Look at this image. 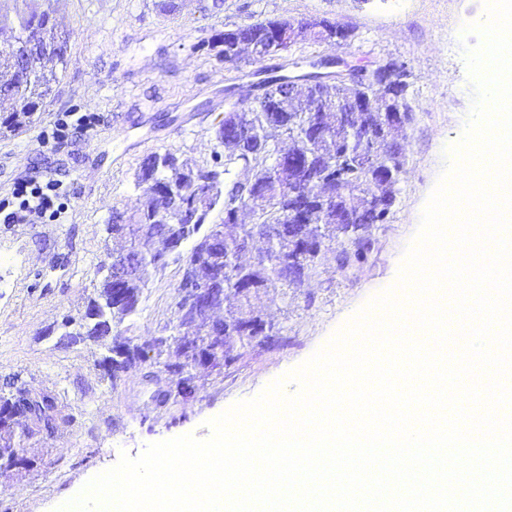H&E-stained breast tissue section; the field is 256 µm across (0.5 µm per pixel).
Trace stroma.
<instances>
[{
    "instance_id": "35a3bbf8",
    "label": "stroma",
    "mask_w": 512,
    "mask_h": 512,
    "mask_svg": "<svg viewBox=\"0 0 512 512\" xmlns=\"http://www.w3.org/2000/svg\"><path fill=\"white\" fill-rule=\"evenodd\" d=\"M51 21L65 33V64L37 122L0 136V198L21 179L53 176L76 197L57 224H0V380L58 396L73 417L51 437L21 441L30 461L0 469V512H55L83 482L114 467L121 454L190 434L205 440L209 420L251 399L307 361L360 308L395 287L427 200L457 144L472 107L466 50L482 38L471 27L484 0H184L161 13L155 0H50ZM326 19L353 30L330 47L306 38L288 54L263 62L272 74L307 70L311 60L340 56L365 67L401 58L411 68L407 98L415 120L402 134L405 171L386 223L372 228L365 261L339 268L344 239L331 246L318 276L287 294H269L263 310L282 327L278 342L242 349L218 373L202 369L195 395L160 407L142 370L111 379L102 343L63 338L64 315H80L95 294L96 268L120 249L107 224L146 199L134 187L142 160L165 150L198 166L211 162L215 130L243 70L209 52L217 34L266 19ZM95 112L98 126L54 144L45 138L64 112ZM181 265L150 271L134 315L118 330L143 343L170 334Z\"/></svg>"
}]
</instances>
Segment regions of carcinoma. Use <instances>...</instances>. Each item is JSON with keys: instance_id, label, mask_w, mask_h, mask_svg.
<instances>
[{"instance_id": "1", "label": "carcinoma", "mask_w": 512, "mask_h": 512, "mask_svg": "<svg viewBox=\"0 0 512 512\" xmlns=\"http://www.w3.org/2000/svg\"><path fill=\"white\" fill-rule=\"evenodd\" d=\"M29 0H0V20L8 21L14 13V40H25L33 35L50 47L34 74L22 75L13 44L0 46V104L9 109L0 113V130L16 132L33 122L40 111L51 84L58 79L56 65L63 62L67 38L50 27V13L27 5L21 10L18 2ZM284 24L282 20L256 22L219 34L223 48L215 57L223 62L236 44L271 37L273 29ZM349 89L343 84H324L322 91L308 92L301 98L286 101L281 111H268L264 106L253 110L254 142L240 140L224 133V124L216 132L217 150L213 151L208 168H198L181 161L170 151L147 156L140 166L136 186L150 198V205L131 214L123 223L112 217L107 232L129 244L145 240L154 244L151 251L138 250L131 276L122 283L124 297L112 299L111 282L102 271L96 285V295L88 301L84 314L66 315L61 321L63 337L70 341L93 339L102 341L112 335V326L118 325L135 313L142 289L145 288L148 269L163 268L171 256L181 263L182 276L178 288L209 289L210 306L198 309L187 302H176L175 333L155 336L144 345L132 344L115 335L108 350L124 347L120 358L109 366L112 379L149 363L161 372L177 379L188 361L203 357L209 368L223 371L237 362L236 348L253 344L263 345V329L279 335L274 324L265 318L260 305L269 292L288 295V289L301 288L312 279L322 264L324 250L314 251L311 240L319 237L323 243L344 238L349 248L336 255L340 267L366 260L372 248L371 227L384 224L395 202L392 181L373 179L357 160L348 145L350 132H355L359 147L369 149L375 156L396 152V141L371 139L373 128L384 118L382 112H363L356 126L345 123V99ZM322 100L321 112L311 111L315 98ZM309 117L310 130L319 131L315 152L308 157V168L296 175L295 182L273 176L276 171V148L287 142L289 155L302 153L304 142L300 135L291 133L294 116ZM249 157L253 172V193L272 201L264 212L240 205L242 213H249L253 223L207 224L211 211L225 209V192L217 183H226L232 160ZM202 179L211 183L204 185ZM173 189L182 196L186 214L173 211L163 223L157 212L166 205L165 192ZM303 209L306 223L291 224L288 214ZM232 226L227 233L224 227ZM193 241L191 248H171L172 241ZM254 252L252 260L242 261L243 255ZM236 307L234 315L216 318L224 309V301ZM45 402L33 399L29 389L18 387L0 394V449H10L14 425L25 422L27 434L41 433L50 420L66 422L69 414L56 397L43 395Z\"/></svg>"}]
</instances>
